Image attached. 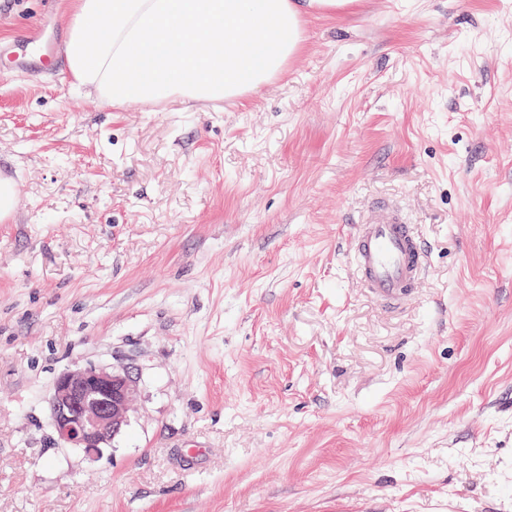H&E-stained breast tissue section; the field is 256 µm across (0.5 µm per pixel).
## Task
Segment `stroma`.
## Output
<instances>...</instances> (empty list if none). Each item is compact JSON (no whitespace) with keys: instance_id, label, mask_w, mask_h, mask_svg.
Wrapping results in <instances>:
<instances>
[{"instance_id":"1","label":"stroma","mask_w":512,"mask_h":512,"mask_svg":"<svg viewBox=\"0 0 512 512\" xmlns=\"http://www.w3.org/2000/svg\"><path fill=\"white\" fill-rule=\"evenodd\" d=\"M3 179L0 512H512V0H356L224 101L0 80ZM383 201L428 246L397 312L347 258ZM89 365L137 378L92 461L49 407Z\"/></svg>"}]
</instances>
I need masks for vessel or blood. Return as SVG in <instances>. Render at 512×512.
Masks as SVG:
<instances>
[{
    "mask_svg": "<svg viewBox=\"0 0 512 512\" xmlns=\"http://www.w3.org/2000/svg\"><path fill=\"white\" fill-rule=\"evenodd\" d=\"M59 56L43 35H27L19 44H0V73L56 79ZM428 250L413 225L391 206L376 208L351 235L355 276L385 304L401 305L417 287Z\"/></svg>",
    "mask_w": 512,
    "mask_h": 512,
    "instance_id": "b4317fda",
    "label": "vessel or blood"
}]
</instances>
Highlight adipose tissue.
Masks as SVG:
<instances>
[{"label": "adipose tissue", "mask_w": 512, "mask_h": 512, "mask_svg": "<svg viewBox=\"0 0 512 512\" xmlns=\"http://www.w3.org/2000/svg\"><path fill=\"white\" fill-rule=\"evenodd\" d=\"M355 0H77L66 43L78 87L112 107L258 90L299 54L310 19Z\"/></svg>", "instance_id": "1"}]
</instances>
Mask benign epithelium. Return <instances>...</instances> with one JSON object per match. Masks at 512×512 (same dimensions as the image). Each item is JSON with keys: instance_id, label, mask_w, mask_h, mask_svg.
I'll use <instances>...</instances> for the list:
<instances>
[{"instance_id": "1", "label": "benign epithelium", "mask_w": 512, "mask_h": 512, "mask_svg": "<svg viewBox=\"0 0 512 512\" xmlns=\"http://www.w3.org/2000/svg\"><path fill=\"white\" fill-rule=\"evenodd\" d=\"M136 395V380L124 366L64 372L50 401L58 440L90 459L99 457L127 425Z\"/></svg>"}]
</instances>
